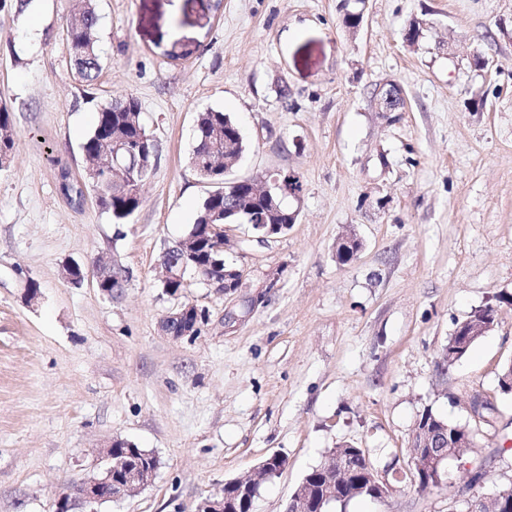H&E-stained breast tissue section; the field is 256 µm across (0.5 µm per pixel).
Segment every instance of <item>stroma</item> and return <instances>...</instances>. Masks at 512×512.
<instances>
[{
    "mask_svg": "<svg viewBox=\"0 0 512 512\" xmlns=\"http://www.w3.org/2000/svg\"><path fill=\"white\" fill-rule=\"evenodd\" d=\"M78 7L0 9V102L15 133L0 168V512H53L116 439L160 464L144 490L98 512H194L273 454L285 468L253 512H285L331 448L363 449L381 471L407 466L421 414L470 423L476 392L494 423L448 461L447 484L423 493L406 475L387 501L329 512H464L512 480V394L498 386L512 362V0H96L102 71L90 86L66 38ZM387 83L402 111L380 110ZM128 95L158 160L142 206L116 224L93 194L71 204L60 173L81 176L97 104ZM210 109L244 138L231 179L297 176L285 203L298 217L263 245L248 225L225 226L224 257L245 272L238 296L191 273L171 296L162 255L213 189L190 163ZM346 234L360 250L342 264ZM99 260L125 269L119 296L90 277ZM70 264L87 270L81 286L65 280ZM276 268L278 288L249 307ZM188 303L206 320L172 340L161 322ZM488 306L496 327L444 364L457 324Z\"/></svg>",
    "mask_w": 512,
    "mask_h": 512,
    "instance_id": "35a3bbf8",
    "label": "stroma"
}]
</instances>
